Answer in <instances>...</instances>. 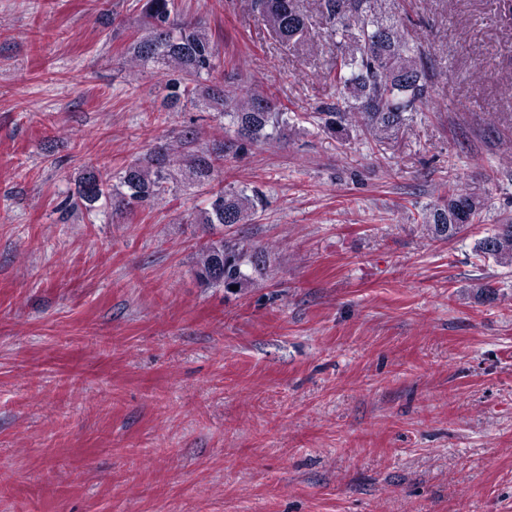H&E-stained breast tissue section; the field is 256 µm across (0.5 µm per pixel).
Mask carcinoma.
Here are the masks:
<instances>
[{"instance_id": "obj_1", "label": "carcinoma", "mask_w": 512, "mask_h": 512, "mask_svg": "<svg viewBox=\"0 0 512 512\" xmlns=\"http://www.w3.org/2000/svg\"><path fill=\"white\" fill-rule=\"evenodd\" d=\"M301 0H250L252 12L284 44L305 42L309 16ZM383 0H319L330 34L340 37L338 52L324 78L336 85L338 101L318 112L323 128L339 136L362 131L382 141L408 126L432 101V78L421 46L411 42L403 26L388 20ZM146 33L133 46L130 60L139 66L163 64L179 73L166 85L171 107L181 100L202 106L224 119L235 138L215 139L197 147L199 131L179 130L173 140L151 146L129 163L111 189V175L91 167L79 178L74 206L91 210L107 196L112 208L147 206L173 191L170 182L178 171L196 187H210L208 205L192 218L208 239L201 244L194 266L199 284L247 288L272 272L271 250L236 235L231 228L252 221L265 201L246 188H211L222 183L224 161L247 145L279 142L288 130V113L270 94L234 89L228 79H217L219 51L200 18L175 9V0H144ZM485 208L476 193L458 185L423 213L422 226L433 240H448L463 233ZM474 250L501 266L512 267V212L502 213L494 229L474 243Z\"/></svg>"}]
</instances>
